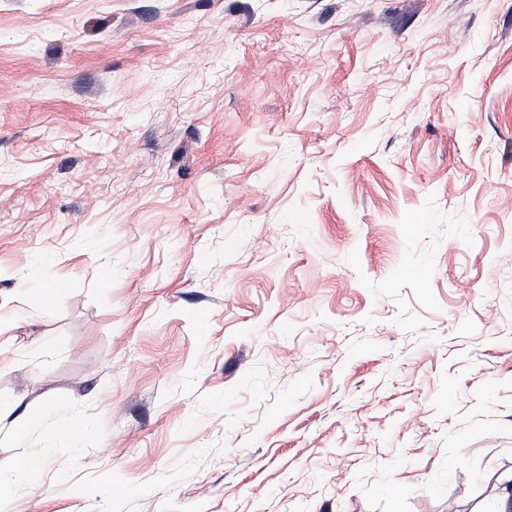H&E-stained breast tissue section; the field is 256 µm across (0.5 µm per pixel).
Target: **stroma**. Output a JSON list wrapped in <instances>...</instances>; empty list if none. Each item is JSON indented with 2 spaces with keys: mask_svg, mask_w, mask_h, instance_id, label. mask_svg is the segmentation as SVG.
Listing matches in <instances>:
<instances>
[{
  "mask_svg": "<svg viewBox=\"0 0 512 512\" xmlns=\"http://www.w3.org/2000/svg\"><path fill=\"white\" fill-rule=\"evenodd\" d=\"M0 35V463L43 462L9 512H498L512 0H0Z\"/></svg>",
  "mask_w": 512,
  "mask_h": 512,
  "instance_id": "stroma-1",
  "label": "stroma"
}]
</instances>
